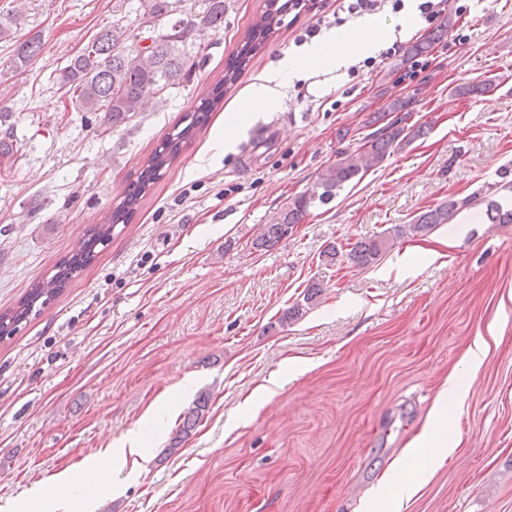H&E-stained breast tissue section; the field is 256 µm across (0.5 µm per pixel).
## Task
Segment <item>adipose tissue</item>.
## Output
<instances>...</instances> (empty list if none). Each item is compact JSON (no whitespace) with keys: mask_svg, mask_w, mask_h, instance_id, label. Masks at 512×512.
Masks as SVG:
<instances>
[{"mask_svg":"<svg viewBox=\"0 0 512 512\" xmlns=\"http://www.w3.org/2000/svg\"><path fill=\"white\" fill-rule=\"evenodd\" d=\"M387 34L386 27L370 21L353 30H333L313 42L300 58H283L277 65L259 75L247 92V107L235 108L224 122V144L232 146L244 132L247 112L266 109L275 104L283 88L305 67L329 70L349 58L351 51H365L378 45ZM469 386L456 373H449L442 382L427 421L421 432L408 445L406 459H417L420 475L417 479L384 484L383 489L396 500L399 508H407L435 470L452 456L457 448L450 437L451 412L461 410L468 396ZM138 431L131 430L118 447L102 449L100 467L94 471L64 470L56 473L37 488L39 497L49 502L53 512H69L66 490L88 489L90 480L109 482L114 468L123 466L129 457H143Z\"/></svg>","mask_w":512,"mask_h":512,"instance_id":"adipose-tissue-1","label":"adipose tissue"}]
</instances>
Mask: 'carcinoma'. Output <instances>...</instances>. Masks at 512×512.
<instances>
[{
    "mask_svg": "<svg viewBox=\"0 0 512 512\" xmlns=\"http://www.w3.org/2000/svg\"><path fill=\"white\" fill-rule=\"evenodd\" d=\"M208 6L201 22L217 29L224 22L226 0H207ZM143 14L157 26L171 12L168 0H146L142 3ZM288 12V2L266 0L259 24L245 35L239 59L231 63L224 74V84L236 82L246 68L253 52L266 41L272 27L281 24L282 16ZM450 20L444 19L425 40L414 43L407 50L412 56L429 51L431 45L448 36ZM196 22L177 19L162 31L151 36V45L143 49L125 46L126 30L114 23L112 28L101 31L86 49L72 58L63 68L61 82L67 87L66 94L71 108L77 112H106L112 126L121 125L135 113L144 111L150 101L159 102L164 92L180 83V80L195 67V59L187 50ZM40 41L33 37L17 48V60L24 63L39 54ZM200 118L191 115V120L175 137L167 140L161 149L155 150L147 160L140 181L131 186L112 210L108 222L89 230L81 248L63 260L56 272L48 279L36 283L24 302L16 309L0 313V333L10 335L18 325L28 319L36 305H46L55 298L66 283L80 270L92 262L96 247L107 243L112 236V226L124 222L134 209L155 176L179 154L181 143L191 136V131ZM426 134L423 125L400 127L390 122L374 131L362 145L356 156L341 158L321 171L311 187L291 198L272 218V223L263 225L261 233L253 242L254 248L262 250L274 246L288 231L303 221L310 209L328 204L355 178L363 177L370 169L379 166L390 155L391 150L405 146ZM474 198H450L418 215L409 225H395L381 233L366 237L349 250V259L358 267H368L395 242L408 235L426 234L439 224H449L464 208L472 205ZM487 213L494 224H512V209H505L494 200L487 203ZM206 408L198 401L189 409L179 433L188 436L196 426Z\"/></svg>",
    "mask_w": 512,
    "mask_h": 512,
    "instance_id": "1",
    "label": "carcinoma"
}]
</instances>
